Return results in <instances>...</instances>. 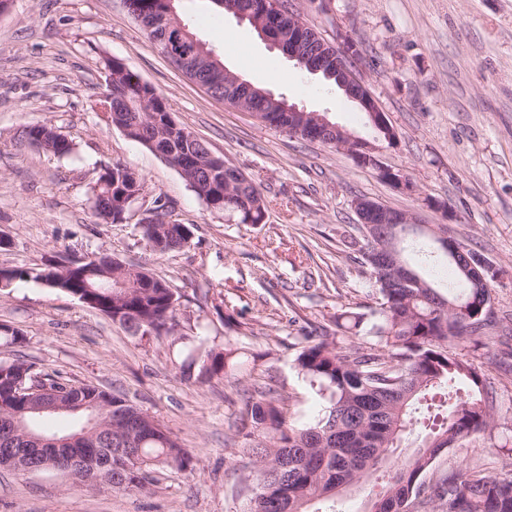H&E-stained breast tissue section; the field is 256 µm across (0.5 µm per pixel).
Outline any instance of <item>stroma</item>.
Instances as JSON below:
<instances>
[{
	"label": "stroma",
	"mask_w": 512,
	"mask_h": 512,
	"mask_svg": "<svg viewBox=\"0 0 512 512\" xmlns=\"http://www.w3.org/2000/svg\"><path fill=\"white\" fill-rule=\"evenodd\" d=\"M303 22L331 44L351 38L355 68L396 129L381 161L416 186L405 193L346 151L280 131L212 98L159 51L124 0H11L0 15V269L103 254L165 280L178 303L171 336H133L77 298L34 279L0 288V361L23 358L73 384L122 394L186 448L190 468L160 469L148 492L78 484L40 471L0 468V512H245L254 459L242 413L257 382L285 400L289 417L313 421L321 398L295 367L305 340L336 333V317L374 322L379 294L358 249L354 201L366 197L445 225L493 265L494 339L464 347L486 371L494 426L446 450L431 477L467 465L512 475V0H294ZM180 16L224 66L285 94L368 140L375 133L342 93L300 69L247 23L212 0H181ZM235 34L227 43L224 32ZM117 58L161 92L174 120L262 192L267 216L241 224L208 209L180 172L105 126L94 105ZM277 72L269 78L267 69ZM54 125L77 151L60 157L29 145L25 126ZM120 164L144 181L125 220L97 219L91 187ZM191 225L190 243L160 255L139 221L155 199ZM262 353L236 384L183 377L188 357L225 343Z\"/></svg>",
	"instance_id": "1"
}]
</instances>
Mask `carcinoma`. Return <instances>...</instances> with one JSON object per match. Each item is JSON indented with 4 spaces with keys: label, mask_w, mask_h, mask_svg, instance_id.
Wrapping results in <instances>:
<instances>
[{
    "label": "carcinoma",
    "mask_w": 512,
    "mask_h": 512,
    "mask_svg": "<svg viewBox=\"0 0 512 512\" xmlns=\"http://www.w3.org/2000/svg\"><path fill=\"white\" fill-rule=\"evenodd\" d=\"M238 8H248L262 20L269 34L288 45L290 10L269 11L265 0H223ZM141 22L149 27V37L158 44L172 38L163 17L169 9L165 0H131ZM303 59L320 63L319 75L334 85L336 71L331 47L320 39L303 43ZM196 83L236 107L233 82L217 81L210 66L186 61ZM106 105V126L122 130L128 138L159 154L187 162L186 174L198 179V197L206 206L228 213L241 224H262L266 201L242 172L221 161L199 155L186 140V129L173 123L163 94L141 83V77L119 63H112V101ZM283 96H254L245 100L243 110L273 117L276 127L289 130ZM22 139L39 142V148L57 156H70L75 145L49 124L30 125ZM144 183L134 171L114 164L104 168L91 188L95 216L103 221L117 219L124 203L142 192ZM143 237L155 251L181 249L192 238L187 224H149ZM379 248L390 250L399 269L420 285L397 288L393 275L370 268L380 294L377 321L360 342L339 344L337 340L309 342L295 359L298 370L311 385L318 386L326 405L317 418L304 425L290 421L284 399L260 391L248 405L250 443L246 452L255 457L254 492L246 512H336L335 498L346 485L359 486L386 463L394 475L382 491L367 503L365 512H512V476L483 475L460 466L428 484L424 474L447 448L491 425L493 401L487 390L484 369L460 353L467 336H481L494 326L490 289L478 288L463 275L456 259L443 251L425 224H409L395 230L384 227L377 239L363 237L360 252L364 264ZM105 269L93 262L81 263L64 275L52 264L31 273L11 270L15 279L34 276L54 282V289L70 296L96 298L95 310L120 324L134 336L168 335L175 327L177 298L166 281L149 273L138 292L124 295L114 288L115 280L104 276ZM364 315L345 311L336 316V329L358 335ZM262 354L246 352L231 343L221 350L207 351L197 367L196 379L206 381L222 375L228 383L237 372L257 365ZM37 376L40 383L90 403L109 397L112 409V447L93 448L84 443L71 452L85 456L112 457V490L142 493L154 481L158 466L186 469L191 457L165 428H149L152 419L143 409L117 394H107L93 385H72L55 374L44 373L33 362L15 360L1 368ZM426 402L434 410L420 450L400 459L394 452L405 433L411 431L417 404ZM60 412L28 414L27 423L47 437L73 434L85 420V413L69 414L76 424L60 431L55 421Z\"/></svg>",
    "instance_id": "carcinoma-1"
}]
</instances>
